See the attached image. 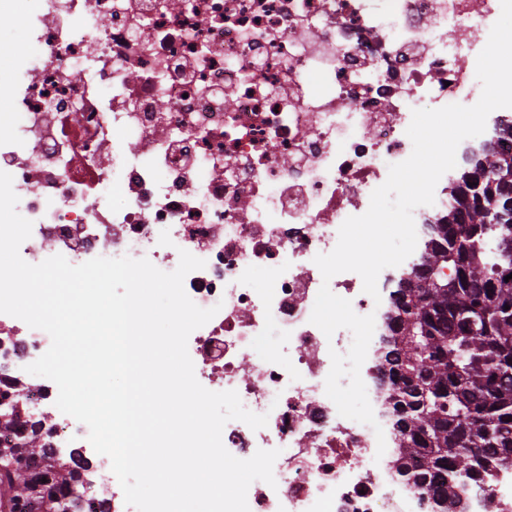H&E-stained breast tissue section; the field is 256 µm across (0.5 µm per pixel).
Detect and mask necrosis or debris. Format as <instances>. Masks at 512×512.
<instances>
[{
    "mask_svg": "<svg viewBox=\"0 0 512 512\" xmlns=\"http://www.w3.org/2000/svg\"><path fill=\"white\" fill-rule=\"evenodd\" d=\"M500 14V0H38L22 17L30 51L0 47V171L32 223L21 257L126 255L165 272L183 249L205 261L184 281L218 309L188 339L195 376L268 417L225 425L232 455L279 452L275 485L248 489L250 512H429L374 426L325 393L351 331L310 322L326 284L383 336L393 299L374 300L354 272L324 280L314 258L410 156L413 110L478 101L473 33ZM508 124L512 110L491 113L457 158L512 155ZM50 345L0 314V393L24 388L17 428L88 447L87 426L52 413V385L26 371ZM387 372L369 347L360 374L382 426ZM466 495L470 512H512V468Z\"/></svg>",
    "mask_w": 512,
    "mask_h": 512,
    "instance_id": "necrosis-or-debris-1",
    "label": "necrosis or debris"
}]
</instances>
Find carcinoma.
<instances>
[{
    "label": "carcinoma",
    "instance_id": "1",
    "mask_svg": "<svg viewBox=\"0 0 512 512\" xmlns=\"http://www.w3.org/2000/svg\"><path fill=\"white\" fill-rule=\"evenodd\" d=\"M464 213L438 224L420 284L394 291L385 359L395 396L399 475L428 494L435 512H468L458 489L512 467V217L499 224L512 189V158L461 176ZM415 302H406V295ZM70 463L15 430L0 447V497L10 512H82L64 507Z\"/></svg>",
    "mask_w": 512,
    "mask_h": 512
}]
</instances>
